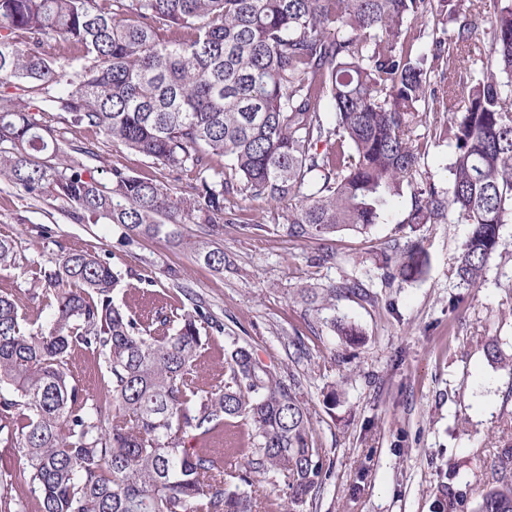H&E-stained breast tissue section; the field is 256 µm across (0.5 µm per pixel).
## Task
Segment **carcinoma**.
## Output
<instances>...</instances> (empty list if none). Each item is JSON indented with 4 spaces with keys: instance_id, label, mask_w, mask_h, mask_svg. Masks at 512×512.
I'll return each mask as SVG.
<instances>
[{
    "instance_id": "obj_1",
    "label": "carcinoma",
    "mask_w": 512,
    "mask_h": 512,
    "mask_svg": "<svg viewBox=\"0 0 512 512\" xmlns=\"http://www.w3.org/2000/svg\"><path fill=\"white\" fill-rule=\"evenodd\" d=\"M430 16L442 28L427 58L415 22ZM437 106L448 112L439 126L428 122ZM39 112L194 183L174 197L116 163L86 165V150L63 146ZM432 139L451 151L442 191L417 183ZM0 177L79 222L177 246L175 224L236 223L231 194L286 201L288 237L324 240L379 223L408 186L403 223L471 226L456 275L477 287L512 222V0H0ZM191 249L224 269L212 242ZM16 261L0 238V270ZM382 263L407 282L429 258L416 239ZM118 281L96 254L62 256L43 271L53 312L34 333L0 295V446L26 462L0 474V512H26L18 479L39 512H257L277 500V476L283 512H303L327 479L328 449L295 383L236 344L224 368L206 370L218 324L153 294L127 311L113 303ZM302 292L369 297L355 280ZM331 327L361 339L350 323ZM76 349L107 364L92 399L68 367ZM247 444V465L226 470ZM471 512H512V481L488 485Z\"/></svg>"
}]
</instances>
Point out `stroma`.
I'll return each instance as SVG.
<instances>
[{
	"label": "stroma",
	"mask_w": 512,
	"mask_h": 512,
	"mask_svg": "<svg viewBox=\"0 0 512 512\" xmlns=\"http://www.w3.org/2000/svg\"><path fill=\"white\" fill-rule=\"evenodd\" d=\"M44 118L64 143L88 148L147 178L167 182L174 195L193 176L174 171L103 134ZM237 224L209 229L177 225L183 241L126 238L121 226L80 223L62 202L33 200L0 179V237L13 239L16 267L0 271V293L12 295L28 320L46 301L37 285L41 268L75 250L98 254L118 271L112 297L131 306L143 290L170 297L186 310L202 306L222 326L220 344L238 342L281 378L299 383L317 437L329 451L332 472L304 512H436L439 473L455 467L452 486L475 504L502 468L512 446V372L487 355H512V223L502 225L505 250L491 262L481 287L455 275L456 258L470 233L466 224H426L412 230L403 219L410 193L394 198L369 233L344 231L325 241L293 240L282 229L284 202L230 196ZM211 236L224 250V269L198 261L191 242ZM420 239L429 255L416 281L389 280L378 259L390 245ZM332 251L335 263L320 262ZM359 279L370 299L346 295L327 308L308 310L297 292L308 284ZM358 325L360 343L334 335L328 323ZM70 367L85 395L98 393L107 368L102 356L78 349Z\"/></svg>",
	"instance_id": "1"
}]
</instances>
